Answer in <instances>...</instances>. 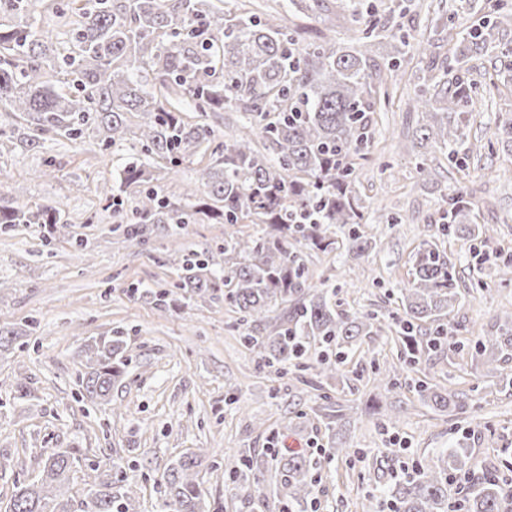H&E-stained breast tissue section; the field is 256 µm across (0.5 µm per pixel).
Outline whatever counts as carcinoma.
I'll return each instance as SVG.
<instances>
[{
  "instance_id": "obj_1",
  "label": "carcinoma",
  "mask_w": 512,
  "mask_h": 512,
  "mask_svg": "<svg viewBox=\"0 0 512 512\" xmlns=\"http://www.w3.org/2000/svg\"><path fill=\"white\" fill-rule=\"evenodd\" d=\"M35 0H0V108L41 134L83 141L94 133L105 146H124L128 159L116 171L112 209L131 204L135 220L112 232L144 247L166 228L186 224H262L256 235L230 236L213 251L190 253L176 263V279L145 294L169 308L179 298L213 299L224 290V303L246 326L244 342L258 362L275 367L294 364L305 384L324 387L348 381L338 368L364 336H380L391 326L375 312L345 309L336 293L308 283L305 251L336 250L338 224L350 225L345 249L361 259L376 247L361 230L362 199L353 190L356 171L369 160L373 113L384 72L410 50L425 59L428 43H410L370 14L352 17L362 34L354 44L323 37L302 42L288 25V13L256 9L233 16L213 0H68L56 16L70 17L69 45L53 46L50 31L38 30ZM8 23H2V19ZM512 25V3L499 0L491 19L448 34L460 60L494 47L501 28ZM153 75L148 90L140 78ZM491 86L478 85L470 69L448 77V68L429 60L427 76L408 97L421 114L419 145L458 159L457 145L479 99ZM240 112L244 131L221 141L207 122L209 114ZM139 121H134V118ZM198 154L211 162L200 169L199 185L178 197L154 185L166 169ZM441 232L479 243V254L494 239L489 224L476 214L463 192L447 202ZM51 206H1L0 224H60ZM407 284L399 289L393 320L401 337L400 358L408 365L422 355L458 353L465 328L452 314L460 304L455 263L436 241L422 239L410 257ZM499 284H512V256L490 260ZM125 341L120 336L93 338L83 347L88 371L81 378L87 398L100 405L112 401V385L124 374ZM472 359L495 377L501 392L512 391V317L498 330L474 338ZM376 387L395 385L390 369H374ZM470 392H441L418 381L421 401L463 414ZM314 416L327 431L321 452L347 457L344 427L356 408L318 396ZM468 449L450 448L415 476L381 489L361 504L362 512H512V483L467 465ZM80 450L45 448L34 478L13 482L0 512H128L135 490L117 486L112 470L122 458H110L98 483L80 498L65 497ZM283 477L278 512L315 509L319 460L306 451L268 460L250 448H238L224 460L234 489L261 499L269 461ZM203 457L193 453L167 466L162 474V512H205L196 468Z\"/></svg>"
}]
</instances>
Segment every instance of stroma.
Segmentation results:
<instances>
[{"label": "stroma", "instance_id": "35a3bbf8", "mask_svg": "<svg viewBox=\"0 0 512 512\" xmlns=\"http://www.w3.org/2000/svg\"><path fill=\"white\" fill-rule=\"evenodd\" d=\"M477 0H313L310 9L289 6L292 23L305 26V40L330 33L353 43L357 32L350 10L374 7L377 17L400 24L403 32L423 37L439 57L450 55L445 34L430 24L434 10L448 12L462 29L476 24ZM475 78L496 80L512 67V27L496 48L469 60ZM421 81L412 61L394 75V100L376 113L370 159L357 171L354 188L364 200L377 246L365 259L336 251H308L309 280L336 289L350 308L388 313L392 291L408 280L409 256L422 239L441 236L445 200L466 192L479 223L493 225L497 246L512 253V142L497 135L498 117L512 110V81L500 94L477 102L460 164L440 151L427 153L432 170L415 169L418 148L412 133L416 113L404 112L400 98ZM15 118L0 112V206L24 202L58 204L68 223L51 231L40 224L0 228V326L18 330L9 350L0 352V498H9L15 478L33 474L46 448H77L82 454L73 492L97 479L108 455L124 457L116 480L135 486L129 512H161L162 473L171 462L198 449L209 451L215 466H202L200 488L210 512H265L235 495L222 461L231 448H253L271 455L308 448L321 441L319 423L309 413L316 392L303 385L294 367L258 364L243 343V327L223 300H197L179 310L158 309L151 289L169 284L175 269L160 242L137 248L112 234L117 220L106 208L112 176L125 150L92 142H71L51 135L27 149L10 136ZM401 216L398 224L390 216ZM258 225L191 224L178 232L182 252L223 243L225 236L257 233ZM460 268V306L456 321L466 337L497 330L512 313V285H499L495 270L473 252L469 240L443 238ZM487 282V292L473 290ZM36 322L25 335L24 324ZM121 334L125 374L112 388V402L99 406L79 400L85 371L81 349L87 340ZM395 336L364 338L347 364L358 403L376 397L372 371L398 361ZM478 371L470 351L442 358L421 357L401 372L399 385L385 395L399 407L396 425L382 427L365 414L347 428L350 454L323 460L318 474V512H359L380 486L405 479L417 463H433L441 449L463 443L473 468L512 477V395L484 388L472 397L466 415L449 418L424 405L411 380L427 377L433 385L466 391ZM27 376L32 398L15 399L18 376Z\"/></svg>", "mask_w": 512, "mask_h": 512}]
</instances>
